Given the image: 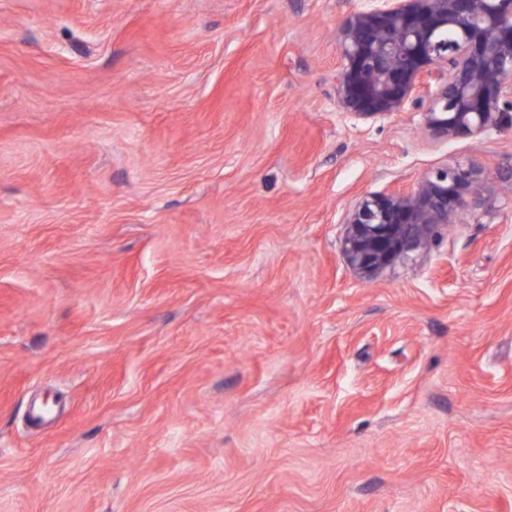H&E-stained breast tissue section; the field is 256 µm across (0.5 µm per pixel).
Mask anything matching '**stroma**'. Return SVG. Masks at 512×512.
Masks as SVG:
<instances>
[{"mask_svg": "<svg viewBox=\"0 0 512 512\" xmlns=\"http://www.w3.org/2000/svg\"><path fill=\"white\" fill-rule=\"evenodd\" d=\"M370 0H0V512H512V128L342 111ZM481 209L355 273L358 200Z\"/></svg>", "mask_w": 512, "mask_h": 512, "instance_id": "obj_1", "label": "stroma"}]
</instances>
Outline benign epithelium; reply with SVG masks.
Returning <instances> with one entry per match:
<instances>
[{"mask_svg":"<svg viewBox=\"0 0 512 512\" xmlns=\"http://www.w3.org/2000/svg\"><path fill=\"white\" fill-rule=\"evenodd\" d=\"M342 53L336 94L345 112L386 115L425 96L435 139L512 125V0H374L346 18ZM482 203L479 176L462 165L367 196L344 219L347 264L372 275Z\"/></svg>","mask_w":512,"mask_h":512,"instance_id":"7a95c632","label":"benign epithelium"}]
</instances>
